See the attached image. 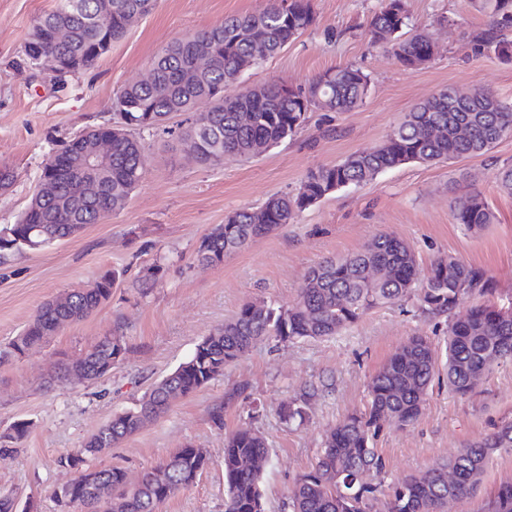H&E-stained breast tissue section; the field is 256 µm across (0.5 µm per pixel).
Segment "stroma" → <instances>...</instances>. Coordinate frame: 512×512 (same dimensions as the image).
<instances>
[{
    "instance_id": "35a3bbf8",
    "label": "stroma",
    "mask_w": 512,
    "mask_h": 512,
    "mask_svg": "<svg viewBox=\"0 0 512 512\" xmlns=\"http://www.w3.org/2000/svg\"><path fill=\"white\" fill-rule=\"evenodd\" d=\"M267 0H156L154 9L89 69L59 84L24 62L32 18L54 0H0V165L16 181L0 194V225L14 223L38 190L43 165L74 135L110 124L112 100L141 79L153 56L187 34L259 11ZM317 21L278 55L245 71L248 87L286 81L307 86L339 66L370 77L363 103L349 112L313 110L279 147L250 160L225 157L199 164L181 141L192 113L174 114L168 132L141 131L145 175L123 210L87 225L77 236L0 266V351L39 306L74 288H88L107 271L124 274L109 300L87 320L66 327L28 354L0 362V435L14 421L31 427L23 441L0 446V489L12 492L17 512H62L54 492L74 470L59 458L87 440L115 413L134 406L157 380L192 354L196 343L232 319L247 302L291 304L311 267L348 256L381 234L412 247L421 266L440 255L486 269L502 294L512 295V194L500 188L512 165V136L485 155L425 165L408 163L371 183L332 193L277 231L225 255L218 266L196 259L201 239L225 217L260 206L269 196L297 192L307 174L350 154L381 145L407 112L443 88L488 89L512 103V61L475 54L469 33L494 24L479 0H406L411 25L428 29L436 53L408 70L371 46L364 25L379 0H313ZM480 191L495 213L473 233L453 217L456 199ZM155 278H147L148 269ZM448 321L424 313L417 300L368 312L341 333L319 340H267L225 368L205 387L90 462L124 468L137 478L185 446L203 449L208 467L158 512H224V438L242 427L266 439L265 512H292L288 490L314 464L325 435L348 414L363 410L371 376L410 337L424 336L446 356ZM122 337L126 352L111 372L93 381L46 385L58 359L78 357L102 337ZM240 396H233L236 387ZM308 394L304 421L287 422L280 409ZM224 410L223 426L212 413ZM512 419V364L493 367L476 393L459 397L434 384L416 423L384 427L376 448L384 484L446 461ZM512 481V452L492 455L483 481L448 512H481L487 495Z\"/></svg>"
}]
</instances>
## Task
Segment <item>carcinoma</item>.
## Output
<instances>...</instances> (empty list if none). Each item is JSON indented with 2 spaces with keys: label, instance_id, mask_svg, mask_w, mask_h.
Returning <instances> with one entry per match:
<instances>
[{
  "label": "carcinoma",
  "instance_id": "1",
  "mask_svg": "<svg viewBox=\"0 0 512 512\" xmlns=\"http://www.w3.org/2000/svg\"><path fill=\"white\" fill-rule=\"evenodd\" d=\"M481 2L501 16V24L472 32L475 49L512 59V40L503 33V27L512 25V0ZM105 3L56 0L50 12L33 17L24 48L27 61L34 63L37 47L56 56L64 70L54 80L64 82L94 65L105 39H122L128 20L147 13L149 0H109V11ZM316 21L313 0H269L256 13L227 18L157 54L148 76L122 87L113 98L123 133L112 137V158L92 177L99 183L98 194L89 198L69 190L60 171L75 166L77 157L70 149L50 157L41 173V180L50 182L47 192L33 197L15 223L0 228V260L39 251L61 236L98 223L104 210L112 214L123 209L145 173L143 145L134 131L159 129L175 112L196 113L184 140L199 162L210 165L227 155L253 158L280 144L302 128L314 108L349 112L362 104L369 78L356 66L327 70L308 87L289 92L283 82L238 88L243 71L279 53ZM57 25L69 28L68 42L41 39ZM365 34L408 69L428 50L425 30L409 28L405 0H381ZM203 54L209 56L208 63L195 65ZM201 103L207 107L199 112ZM511 134V104L479 88L450 105L448 94L441 91L409 112L382 145L317 168L296 193L274 194L255 209L229 215L202 238L196 259L217 266L224 255L290 223L335 191L367 184L406 163L481 156ZM454 219L469 231H480L494 223L495 216L475 190L457 200ZM119 278L120 273L108 271L93 287L43 304L11 340L4 357L23 356L66 325L88 317L111 297ZM496 293V282L486 270L451 255L439 256L420 270L413 250L391 235L381 234L347 257L326 258L308 272L291 306L247 303L234 319L203 337L190 359L159 380L134 407L112 416L81 448L60 457L62 465L83 474L62 493V503L78 512H157L161 503L193 484L207 467L209 459L201 449H178L164 463L144 470L135 483L121 468L90 467V459L207 385L257 342L334 336L368 311L412 297L424 312L448 317V390L468 396L492 367L512 363V300H488ZM476 294L486 301L468 303ZM124 352L122 337L106 336L80 358L59 363L50 380H61L69 369L93 373L118 361ZM437 375L435 348L421 336L409 338L372 376L365 410L347 415L329 432L315 466L295 479L290 488L293 512H373V493L385 473L373 441L387 424L404 428L416 421ZM306 403L304 394L288 402L283 418H303ZM29 429V422L16 421L3 439L18 443ZM501 450L512 451L511 420L447 461L390 486L383 512H444L448 501L476 491L488 459ZM268 462L269 450L257 430L240 428L225 437L224 512H263L261 480ZM483 512H512V482L494 490Z\"/></svg>",
  "mask_w": 512,
  "mask_h": 512
}]
</instances>
